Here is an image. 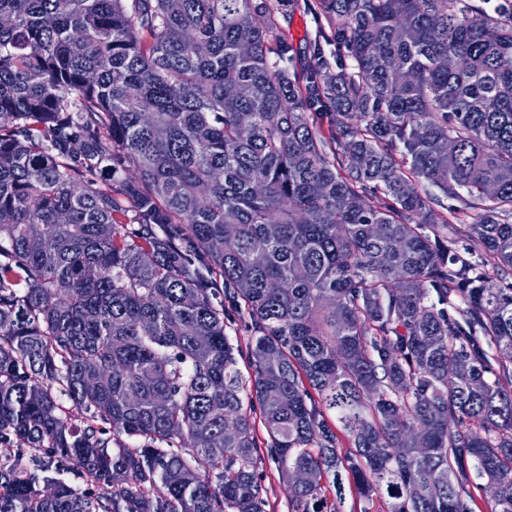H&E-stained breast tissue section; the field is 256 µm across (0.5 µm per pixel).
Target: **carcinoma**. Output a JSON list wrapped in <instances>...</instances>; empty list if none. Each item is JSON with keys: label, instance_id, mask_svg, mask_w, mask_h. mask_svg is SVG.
<instances>
[{"label": "carcinoma", "instance_id": "1", "mask_svg": "<svg viewBox=\"0 0 512 512\" xmlns=\"http://www.w3.org/2000/svg\"><path fill=\"white\" fill-rule=\"evenodd\" d=\"M316 11L0 0V512H512V0ZM287 14L289 18L285 21L281 20V29L288 43L292 44L294 49L304 51L310 44L313 46L314 42H320L330 67L333 71H337L336 46L325 42L314 15L307 8V1L289 2ZM224 305L226 333L239 350V354L237 355L238 367L243 374L248 377L252 371L249 364V351L254 342L253 333L248 327V318H246V316L244 318L238 308H235L229 302L225 301ZM256 434L259 440L260 450L259 453L264 457L262 467L264 486L267 491L268 505L266 507L267 512H291L292 503L290 501V491L288 484L282 478L280 472L277 470L276 465L267 458L266 455V444L268 435L263 425V421L259 412L256 408L253 414Z\"/></svg>", "mask_w": 512, "mask_h": 512}]
</instances>
